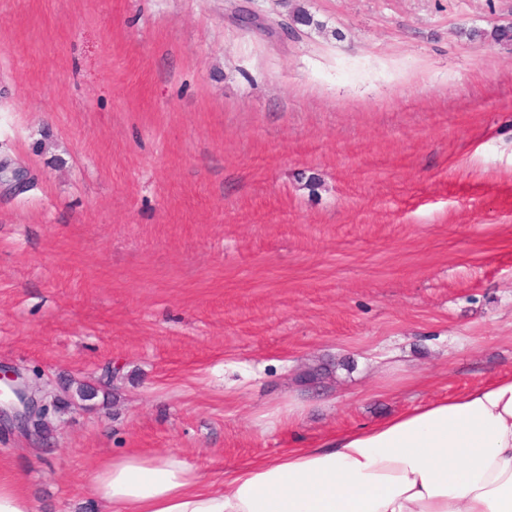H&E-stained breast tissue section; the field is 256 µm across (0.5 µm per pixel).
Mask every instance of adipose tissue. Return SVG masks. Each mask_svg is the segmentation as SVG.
Here are the masks:
<instances>
[{"mask_svg": "<svg viewBox=\"0 0 512 512\" xmlns=\"http://www.w3.org/2000/svg\"><path fill=\"white\" fill-rule=\"evenodd\" d=\"M104 512H512V373L204 485L174 453L98 463Z\"/></svg>", "mask_w": 512, "mask_h": 512, "instance_id": "obj_1", "label": "adipose tissue"}]
</instances>
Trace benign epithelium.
I'll list each match as a JSON object with an SVG mask.
<instances>
[{"instance_id":"obj_1","label":"benign epithelium","mask_w":512,"mask_h":512,"mask_svg":"<svg viewBox=\"0 0 512 512\" xmlns=\"http://www.w3.org/2000/svg\"><path fill=\"white\" fill-rule=\"evenodd\" d=\"M0 379L9 386L13 395L9 405L0 406V426L19 433L39 431L40 420L54 406L51 393L45 388L37 391L29 380H22L17 374L10 377L6 370Z\"/></svg>"}]
</instances>
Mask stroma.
<instances>
[{"label": "stroma", "mask_w": 512, "mask_h": 512, "mask_svg": "<svg viewBox=\"0 0 512 512\" xmlns=\"http://www.w3.org/2000/svg\"><path fill=\"white\" fill-rule=\"evenodd\" d=\"M511 20L0 0V366L58 396L0 431L32 512H101L132 449L216 483L512 373V50L467 37Z\"/></svg>", "instance_id": "35a3bbf8"}]
</instances>
